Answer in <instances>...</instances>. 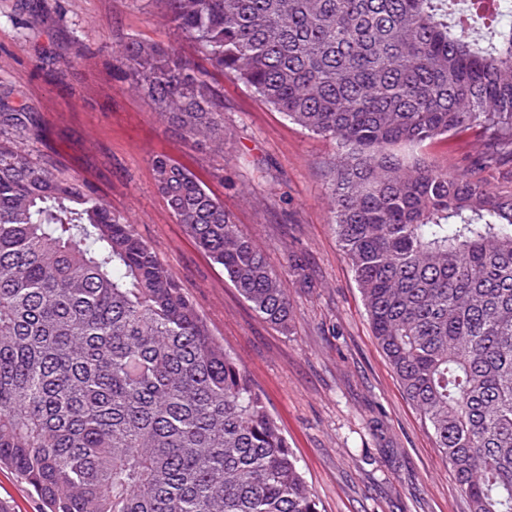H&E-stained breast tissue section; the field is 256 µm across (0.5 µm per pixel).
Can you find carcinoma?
I'll use <instances>...</instances> for the list:
<instances>
[{
	"label": "carcinoma",
	"instance_id": "1",
	"mask_svg": "<svg viewBox=\"0 0 512 512\" xmlns=\"http://www.w3.org/2000/svg\"><path fill=\"white\" fill-rule=\"evenodd\" d=\"M197 55L131 36L125 77L187 143L219 144L214 69L336 143L331 221L369 323L469 512H512V0H146ZM478 128L470 169L416 149ZM0 111V464L45 512H319L238 359L139 236L19 149ZM155 186L265 322L293 304L253 239L167 155ZM483 177L490 188H507L512 186V163L502 162L487 168Z\"/></svg>",
	"mask_w": 512,
	"mask_h": 512
}]
</instances>
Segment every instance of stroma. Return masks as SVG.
Listing matches in <instances>:
<instances>
[{
  "label": "stroma",
  "instance_id": "stroma-1",
  "mask_svg": "<svg viewBox=\"0 0 512 512\" xmlns=\"http://www.w3.org/2000/svg\"><path fill=\"white\" fill-rule=\"evenodd\" d=\"M42 18L32 25V14ZM177 46L160 7L134 0H0V102L40 119L33 157L60 164L139 235L181 283L214 336L246 367L314 493L320 512H467L431 430L372 334L329 212L333 141L312 135L219 78L221 148L186 144L118 69L128 37ZM478 129L428 142L436 168L465 169ZM192 169L282 275L289 331L262 320L196 246L157 193L153 157ZM305 265L301 286L288 268ZM17 473L0 468V512H42Z\"/></svg>",
  "mask_w": 512,
  "mask_h": 512
}]
</instances>
